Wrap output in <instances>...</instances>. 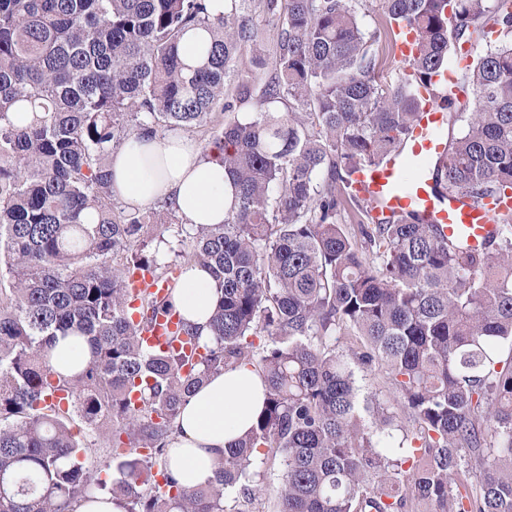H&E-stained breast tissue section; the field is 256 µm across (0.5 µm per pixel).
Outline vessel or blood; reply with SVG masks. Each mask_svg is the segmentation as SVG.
Returning <instances> with one entry per match:
<instances>
[{"mask_svg": "<svg viewBox=\"0 0 512 512\" xmlns=\"http://www.w3.org/2000/svg\"><path fill=\"white\" fill-rule=\"evenodd\" d=\"M418 93L426 105L410 137L386 161L360 167L349 189L377 213L415 211L427 223L442 225L448 238L481 244L495 230L498 214L512 210V193L480 206L434 193L433 163L448 146V113L433 87H419Z\"/></svg>", "mask_w": 512, "mask_h": 512, "instance_id": "obj_1", "label": "vessel or blood"}]
</instances>
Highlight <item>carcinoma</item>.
<instances>
[{
    "mask_svg": "<svg viewBox=\"0 0 512 512\" xmlns=\"http://www.w3.org/2000/svg\"><path fill=\"white\" fill-rule=\"evenodd\" d=\"M379 2L368 32L362 0H224L217 15L209 0H0V512H74L91 496L78 423L106 435L127 512H258L246 484L260 455L280 465L276 512H512V212L471 247L415 211L373 217L346 186L400 147L449 54L494 36L461 68L474 111L448 113L465 130L434 189L475 204L512 189V0ZM255 11L277 30L258 93L239 76L244 54L266 61ZM396 26L419 39L383 84L374 45ZM193 30L207 37L189 58ZM201 127L225 146L232 205L222 224L173 226L181 261L163 268L149 250L162 219L114 211L108 151ZM192 264L217 288L206 340L172 301ZM137 271L169 286L138 293L136 321ZM172 315L167 347L147 346ZM60 337L90 353L70 376L51 361ZM240 365L265 404L214 478L186 490L168 468L180 407ZM374 368L412 428L359 405L356 371Z\"/></svg>",
    "mask_w": 512,
    "mask_h": 512,
    "instance_id": "1",
    "label": "carcinoma"
}]
</instances>
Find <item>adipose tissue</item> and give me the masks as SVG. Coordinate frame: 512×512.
<instances>
[{
	"mask_svg": "<svg viewBox=\"0 0 512 512\" xmlns=\"http://www.w3.org/2000/svg\"><path fill=\"white\" fill-rule=\"evenodd\" d=\"M219 148L204 152L193 139L126 141L111 153L112 193L129 209L162 203L189 224H220L230 204ZM217 299L208 271L186 266L174 293L189 323L207 330ZM264 384L248 365L212 375L189 397L175 423L170 468L183 487L206 483L225 448L246 432L262 408Z\"/></svg>",
	"mask_w": 512,
	"mask_h": 512,
	"instance_id": "obj_1",
	"label": "adipose tissue"
}]
</instances>
